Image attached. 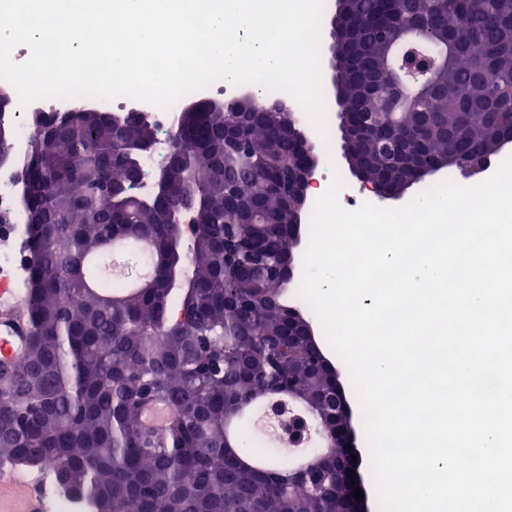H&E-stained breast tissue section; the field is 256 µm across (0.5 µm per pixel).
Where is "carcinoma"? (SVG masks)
<instances>
[{"mask_svg":"<svg viewBox=\"0 0 512 512\" xmlns=\"http://www.w3.org/2000/svg\"><path fill=\"white\" fill-rule=\"evenodd\" d=\"M357 50L340 71L353 103L375 81L401 87L397 127L379 121L358 160L387 169L393 187L448 153L447 128L492 156L512 136V0H411L402 10L352 0ZM414 52L436 74L425 92L406 73ZM237 104L203 101L174 136L163 189L143 201L125 173L123 133L155 140L133 117L73 109L32 140L40 174L27 178L33 205L24 357L0 375L12 439L0 465L66 466L68 484L91 508L112 512H342L347 489L336 472L316 481L296 473L288 445L275 454L243 448L250 410L303 408L284 400L288 373L264 378L293 358L310 391L331 379L315 361L301 312L288 306L289 210L299 142L275 119ZM121 248L141 253L143 288H113L98 262ZM181 267L175 279L169 267ZM152 406L169 415L144 419Z\"/></svg>","mask_w":512,"mask_h":512,"instance_id":"1","label":"carcinoma"}]
</instances>
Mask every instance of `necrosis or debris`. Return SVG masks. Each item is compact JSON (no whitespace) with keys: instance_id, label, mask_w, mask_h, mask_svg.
I'll use <instances>...</instances> for the list:
<instances>
[{"instance_id":"4bbe7bcc","label":"necrosis or debris","mask_w":512,"mask_h":512,"mask_svg":"<svg viewBox=\"0 0 512 512\" xmlns=\"http://www.w3.org/2000/svg\"><path fill=\"white\" fill-rule=\"evenodd\" d=\"M249 91L246 84L215 83L181 97L166 109L127 97L111 100L92 98L88 104L95 109L109 111L116 108L125 114L135 113L154 128L156 148L141 159L140 193L147 197L151 195L155 176L169 154L171 136L177 129L182 112L200 101L221 98L231 102ZM74 104L71 98L40 99L26 105L13 99L8 108L0 111V128L12 134L10 158L0 165V285L20 290L25 284V260L21 249L28 224L23 203L24 172L30 143L38 129L37 122L62 116Z\"/></svg>"}]
</instances>
